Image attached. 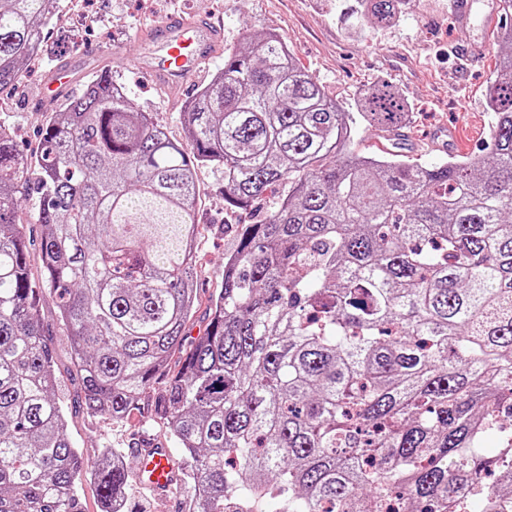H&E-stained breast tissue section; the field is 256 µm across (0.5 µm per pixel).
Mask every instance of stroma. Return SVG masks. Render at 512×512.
I'll list each match as a JSON object with an SVG mask.
<instances>
[{
	"label": "stroma",
	"instance_id": "1",
	"mask_svg": "<svg viewBox=\"0 0 512 512\" xmlns=\"http://www.w3.org/2000/svg\"><path fill=\"white\" fill-rule=\"evenodd\" d=\"M350 0H60L58 19L44 30L42 53L26 67L22 78L0 88V123L18 137V148L27 156L39 155L40 131L47 110L33 107L42 87L59 66L73 69L72 93L101 69L131 90L135 104L152 113L169 137L184 138L179 115L196 90L207 84L223 57H216L198 72L191 85L156 84L140 71L150 53L139 35L172 15L205 17L222 32V48L236 44L242 29L280 35L296 62L315 77L328 94L346 110H354L358 93L387 80L399 88L413 112L407 134L406 155L425 162L443 159L432 149L431 139L448 127L462 137L458 152L477 155L489 141L492 114L486 107V89L500 51L496 35H489L482 56L464 62L454 52L457 30L448 0H413L397 23L370 28L365 38L354 37L347 16ZM199 205L193 262L199 305L187 328L190 336L202 334L209 298L221 286L224 253L235 225L260 220L276 201L268 196L245 214L224 207V170L204 166L197 172ZM44 330L54 349L55 394L68 407L67 434L85 458H96L99 449L118 448L130 454L140 435L164 439L162 422L155 415L161 384L146 391L139 411L128 419L113 421L87 414L78 405L79 384L71 370L64 330L56 319L53 298L41 304ZM187 493L162 497L129 481L124 512H186Z\"/></svg>",
	"mask_w": 512,
	"mask_h": 512
}]
</instances>
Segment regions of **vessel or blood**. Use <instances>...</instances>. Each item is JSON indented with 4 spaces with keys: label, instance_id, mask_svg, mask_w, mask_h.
<instances>
[{
    "label": "vessel or blood",
    "instance_id": "obj_1",
    "mask_svg": "<svg viewBox=\"0 0 512 512\" xmlns=\"http://www.w3.org/2000/svg\"><path fill=\"white\" fill-rule=\"evenodd\" d=\"M451 8L461 37L458 48L460 56L479 55L483 45L478 39L472 38L471 32L475 25H493L501 19V0H451ZM221 37L220 30L205 19L173 16L154 24L146 36L147 43L156 48L146 69L148 77L160 84L190 79L202 63L216 56ZM69 82V67L57 68L42 89L41 105L54 102L59 89ZM134 453L139 459L136 472L138 483L157 494L172 491L176 482L177 462L170 449L153 438L142 436L135 444Z\"/></svg>",
    "mask_w": 512,
    "mask_h": 512
}]
</instances>
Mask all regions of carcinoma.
<instances>
[{
	"label": "carcinoma",
	"instance_id": "cac0c4a2",
	"mask_svg": "<svg viewBox=\"0 0 512 512\" xmlns=\"http://www.w3.org/2000/svg\"><path fill=\"white\" fill-rule=\"evenodd\" d=\"M408 0H356L373 28ZM58 0H0V87L40 52ZM486 154L426 163L351 149L357 123L407 127L388 81L359 116L283 39L245 29L185 105V142L102 69L51 112L28 159L0 124V512H81V477L123 499L128 468L66 434L39 316L53 294L81 402L126 419L195 313L197 169L238 227L208 324L159 401L189 512H512V28ZM34 200L42 278L23 225ZM500 441L495 459L484 441Z\"/></svg>",
	"mask_w": 512,
	"mask_h": 512
}]
</instances>
